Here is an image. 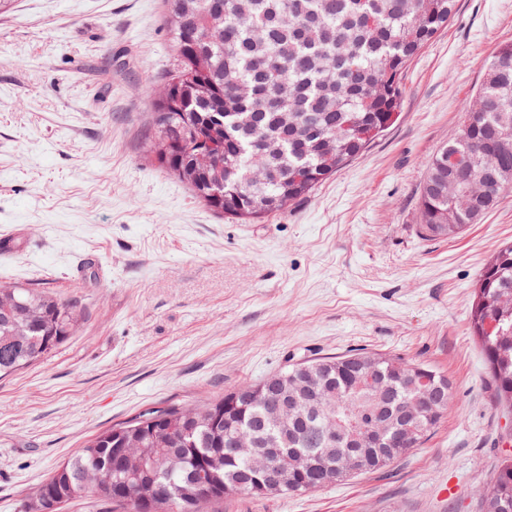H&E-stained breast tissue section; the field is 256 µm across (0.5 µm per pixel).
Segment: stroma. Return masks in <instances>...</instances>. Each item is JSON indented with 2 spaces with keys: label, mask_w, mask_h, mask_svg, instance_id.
<instances>
[{
  "label": "stroma",
  "mask_w": 512,
  "mask_h": 512,
  "mask_svg": "<svg viewBox=\"0 0 512 512\" xmlns=\"http://www.w3.org/2000/svg\"><path fill=\"white\" fill-rule=\"evenodd\" d=\"M512 0H457L410 61L397 122L311 195L257 224L209 210L148 158L175 55L163 0H13L0 13V287L44 288L83 320L0 378V512L74 448L148 410L214 401L292 364L354 352L453 385L419 446L297 495L202 512H482L512 447L468 312L512 239V196L455 239L420 233L429 160L456 138Z\"/></svg>",
  "instance_id": "obj_1"
}]
</instances>
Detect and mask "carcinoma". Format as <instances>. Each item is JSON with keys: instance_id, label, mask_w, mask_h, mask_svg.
Segmentation results:
<instances>
[{"instance_id": "cac0c4a2", "label": "carcinoma", "mask_w": 512, "mask_h": 512, "mask_svg": "<svg viewBox=\"0 0 512 512\" xmlns=\"http://www.w3.org/2000/svg\"><path fill=\"white\" fill-rule=\"evenodd\" d=\"M165 22L175 47V62L166 86L179 98L176 108L160 98L153 104L151 154L171 141L178 151L157 164L184 182L210 210L242 223H254L307 197L389 128L401 107V78L408 62L448 26L457 0H164ZM467 121L460 136L444 145L427 164L419 201L420 221L430 237L454 238L498 205L512 185V44H503L487 64L477 96L466 102ZM207 126L219 148L212 171L189 181L184 171L196 160L198 146L191 128ZM269 145L277 153L269 177L255 182L247 172L266 163L253 146ZM465 160L460 176L475 197L466 203L448 196V179ZM499 321L500 333L487 336L485 321ZM81 320V310L52 293L13 286L0 288V377L44 358L61 345ZM470 324L481 344L502 413L512 416V241L500 243L482 268L470 309ZM351 353L323 357L283 371L298 377L302 369L329 371L319 383L318 398L306 411V424L293 448L316 447L313 414L338 407L336 417L385 408L389 418L403 412L402 403L416 391L405 379L413 371L426 374L431 387L443 376L422 364L379 356L378 370L389 387L381 404L358 388ZM224 400L188 408L149 410L107 429L76 449L33 492L23 512H58L51 501L61 486L67 499L90 494L105 512L129 506L108 490L136 474V494L150 496L149 512H200L203 503L224 498V490L195 497L199 462L224 455L222 436L209 425V415ZM262 406L243 407L234 424L257 439L270 432L254 424ZM196 421L192 446L178 469L169 470L168 449L151 440H132L126 457L112 455V435L131 434L144 421ZM441 420L420 409L411 416L415 444ZM246 471L238 458H227L220 471L234 482ZM322 487L306 470L289 476L285 494ZM484 512H512V455L502 459L495 477L481 492Z\"/></svg>"}]
</instances>
